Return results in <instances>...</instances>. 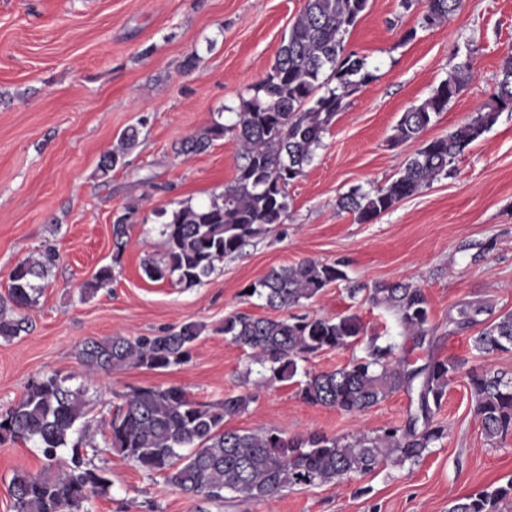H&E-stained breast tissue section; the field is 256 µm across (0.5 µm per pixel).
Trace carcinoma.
<instances>
[{"mask_svg": "<svg viewBox=\"0 0 512 512\" xmlns=\"http://www.w3.org/2000/svg\"><path fill=\"white\" fill-rule=\"evenodd\" d=\"M368 5L369 0H306L269 72L241 100L235 120L229 125L215 123L182 140L177 153L188 157L231 133L239 144L237 175L206 205L162 212L167 217L160 225L166 253L159 263L145 261L143 272L149 279L174 278L186 288L197 286L224 257L282 223L288 211V185L304 174L348 98L373 78L366 59L346 53L344 45ZM464 8L465 0H424L423 23L433 27ZM472 77L470 60L456 65L427 98L402 112L392 140L418 138ZM507 110L512 112V58L504 61L490 102L468 122L426 143L391 182L367 192L354 189L340 197L338 206L360 224L372 221L448 174L469 145ZM137 136L134 127L120 135L117 146L100 159L101 176L124 166ZM130 219L127 212L112 224L118 254L129 243ZM58 259L56 249L46 247L37 259L12 270L8 295L0 297V338L9 340L25 330L26 317L14 312L36 302L42 290L39 281ZM333 283L345 284L352 298L362 292L350 284L340 260L306 259L273 268L253 285L250 296H258L264 307L283 316L256 318L237 312L224 318V335L261 364L269 380H295L298 362L324 350L346 348L365 336L362 319L355 313H293ZM368 301L394 313L413 347H424L434 335L428 299L412 283L379 285ZM489 313L482 301L465 302L448 316V324L461 331L481 326L472 342L483 355L512 350V311L487 323L481 316ZM203 330V325L189 322L161 335L90 339L79 352L83 377L91 381L101 372L129 365L160 370L184 363ZM377 341V336L370 337L366 356L334 370L303 371V379L296 380L298 394L312 405L352 415L403 389L416 395L415 411L403 425L374 434L361 432L348 440L319 433L286 437L277 428L226 430L224 420L244 411L251 395L204 404L178 387H139L123 395L112 413L109 448L144 472L162 476L168 487L185 495L243 502L265 501L287 489L341 483L390 462L417 464L445 437L446 428L435 416L460 364L431 357L416 367L408 359L406 344L391 339L381 346ZM467 379L473 414L485 438L492 441L512 432V377L485 370L472 371ZM85 391L82 383L72 386L66 378L46 376L0 413V441L30 442L45 461L37 472L14 471L9 483L14 512H89L93 498L110 495L112 481L106 469L85 459V448L91 446L90 427L83 421ZM67 447L70 461L55 474L59 453ZM511 495L512 483L482 490L454 499L448 512H498L499 503Z\"/></svg>", "mask_w": 512, "mask_h": 512, "instance_id": "1", "label": "carcinoma"}]
</instances>
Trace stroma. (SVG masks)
I'll list each match as a JSON object with an SVG mask.
<instances>
[{"label": "stroma", "mask_w": 512, "mask_h": 512, "mask_svg": "<svg viewBox=\"0 0 512 512\" xmlns=\"http://www.w3.org/2000/svg\"><path fill=\"white\" fill-rule=\"evenodd\" d=\"M305 0H0V296L9 274L44 246L58 264L25 332L0 338V412L28 386L55 374L82 382L78 351L90 339L159 334L204 324L189 360L162 370L126 367L87 384L96 451L111 494L92 512H447L452 499L512 481V433L487 441L473 414L464 374L450 384L439 414L447 435L416 465L385 466L343 483L285 491L243 503L207 500L147 476L104 441L103 421L131 389L179 387L200 403L251 393L248 408L224 422L231 430L275 427L286 436L318 432L339 439L403 424L409 397L397 391L349 415L304 402L291 382H270L224 334L226 316L272 317L244 288L271 268L312 258L342 259L355 284L407 280L430 303V347L412 353L462 360L466 368L512 376V351L484 356L472 331L448 325L458 304L480 300L493 314L512 310V112H504L449 175L366 224L339 198L396 178L423 143L455 130L485 105L512 57V0H466L459 15L422 24L423 4L370 0L345 38L367 58L374 78L349 97L313 162L288 187V214L242 252L225 257L203 283L153 281L142 261L165 253L158 211L200 204L235 177L232 135L203 153L177 154L181 140L219 122L270 70ZM474 76L420 139L395 143L402 112L420 103L464 57ZM139 137L122 167L101 178L98 163L129 127ZM131 212L130 242L115 254L112 224ZM104 266L110 287L85 285ZM322 315L357 313L368 334L400 335L394 316L324 288L308 307ZM32 444L0 442V512H13L8 485L17 469H40Z\"/></svg>", "instance_id": "stroma-1"}]
</instances>
